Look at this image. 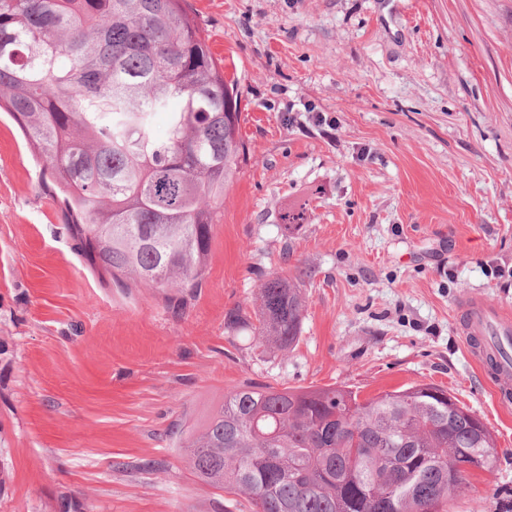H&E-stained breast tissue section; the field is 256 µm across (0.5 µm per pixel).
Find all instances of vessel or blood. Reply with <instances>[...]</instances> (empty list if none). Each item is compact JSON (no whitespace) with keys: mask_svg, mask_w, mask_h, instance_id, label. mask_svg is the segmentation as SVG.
<instances>
[{"mask_svg":"<svg viewBox=\"0 0 512 512\" xmlns=\"http://www.w3.org/2000/svg\"><path fill=\"white\" fill-rule=\"evenodd\" d=\"M460 333L493 378L495 395L512 402V307L471 299L461 310Z\"/></svg>","mask_w":512,"mask_h":512,"instance_id":"1","label":"vessel or blood"}]
</instances>
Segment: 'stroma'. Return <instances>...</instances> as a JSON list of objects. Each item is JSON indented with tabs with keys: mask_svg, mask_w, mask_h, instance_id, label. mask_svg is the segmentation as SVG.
Returning a JSON list of instances; mask_svg holds the SVG:
<instances>
[{
	"mask_svg": "<svg viewBox=\"0 0 512 512\" xmlns=\"http://www.w3.org/2000/svg\"><path fill=\"white\" fill-rule=\"evenodd\" d=\"M185 7L238 82L249 149L186 305L93 263L0 112V512H250L177 448L247 381L442 387L498 455L449 512H512V403L457 330L466 300L512 305V0ZM296 265L311 276L293 348L225 332Z\"/></svg>",
	"mask_w": 512,
	"mask_h": 512,
	"instance_id": "1",
	"label": "stroma"
}]
</instances>
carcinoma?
<instances>
[{"instance_id": "cac0c4a2", "label": "carcinoma", "mask_w": 512, "mask_h": 512, "mask_svg": "<svg viewBox=\"0 0 512 512\" xmlns=\"http://www.w3.org/2000/svg\"><path fill=\"white\" fill-rule=\"evenodd\" d=\"M182 2L0 0V110L50 170L94 263L179 305L246 154L238 84ZM306 220L304 205L279 214L290 234ZM306 278L301 266L265 276L254 316L232 308L224 329L293 347ZM493 448L481 418L433 385L362 398L244 383L179 451L251 512H447L470 471L491 470Z\"/></svg>"}]
</instances>
